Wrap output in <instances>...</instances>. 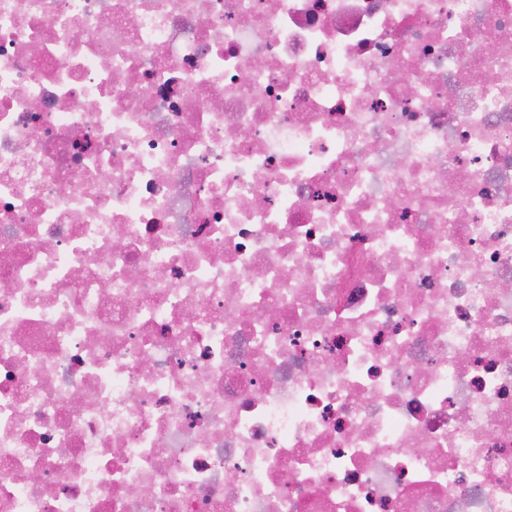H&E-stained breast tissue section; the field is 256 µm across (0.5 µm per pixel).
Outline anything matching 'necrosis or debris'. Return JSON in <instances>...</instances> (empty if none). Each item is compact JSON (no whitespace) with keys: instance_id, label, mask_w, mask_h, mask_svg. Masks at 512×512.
I'll return each mask as SVG.
<instances>
[{"instance_id":"necrosis-or-debris-1","label":"necrosis or debris","mask_w":512,"mask_h":512,"mask_svg":"<svg viewBox=\"0 0 512 512\" xmlns=\"http://www.w3.org/2000/svg\"><path fill=\"white\" fill-rule=\"evenodd\" d=\"M0 512H512V0H0Z\"/></svg>"}]
</instances>
